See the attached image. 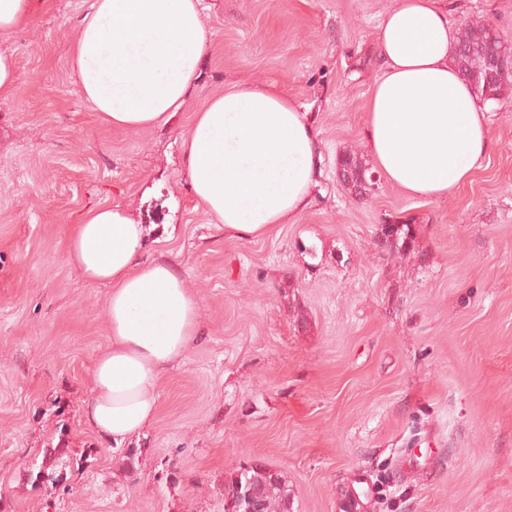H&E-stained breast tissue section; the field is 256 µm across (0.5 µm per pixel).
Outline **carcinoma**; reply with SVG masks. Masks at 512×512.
I'll list each match as a JSON object with an SVG mask.
<instances>
[{
    "label": "carcinoma",
    "mask_w": 512,
    "mask_h": 512,
    "mask_svg": "<svg viewBox=\"0 0 512 512\" xmlns=\"http://www.w3.org/2000/svg\"><path fill=\"white\" fill-rule=\"evenodd\" d=\"M512 47L504 44L496 32L482 22H466L457 39L455 61L462 76L476 79L474 92L483 100L497 99L512 91ZM339 177L347 190L363 195L366 184L372 182L373 173L366 168L355 151H349L338 162ZM414 244L409 224H383L376 245L382 250L399 254ZM258 490L259 512H291L288 485L282 475L272 481L268 469L260 464L244 467L231 482L227 497L232 512L238 508L247 492Z\"/></svg>",
    "instance_id": "cac0c4a2"
}]
</instances>
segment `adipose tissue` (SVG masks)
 I'll list each match as a JSON object with an SVG mask.
<instances>
[{
	"mask_svg": "<svg viewBox=\"0 0 512 512\" xmlns=\"http://www.w3.org/2000/svg\"><path fill=\"white\" fill-rule=\"evenodd\" d=\"M205 0H88L68 48L82 99L105 124L168 123L185 104L212 39ZM382 76L363 138L375 170L411 197L442 200L491 149L490 118L452 56L440 0H398L374 34ZM198 204L233 236L263 237L310 202L318 134L301 105L261 84L235 85L197 112L182 139ZM146 230L121 208L86 211L65 261L109 289L108 342L90 372L84 422L114 446L147 427L155 385L199 335V299L172 262H142Z\"/></svg>",
	"mask_w": 512,
	"mask_h": 512,
	"instance_id": "obj_1",
	"label": "adipose tissue"
}]
</instances>
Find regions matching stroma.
Here are the masks:
<instances>
[{"mask_svg":"<svg viewBox=\"0 0 512 512\" xmlns=\"http://www.w3.org/2000/svg\"><path fill=\"white\" fill-rule=\"evenodd\" d=\"M213 39L165 125H104L67 49L87 0H34L0 40L15 55L0 101V512H224L260 463L293 512H512V93L488 101L492 149L447 199L341 183L366 153L373 34L397 0H213ZM453 26L491 23L512 46V0H442ZM262 83L304 105L322 174L294 223L229 236L195 200L180 144L224 89ZM128 209L142 257L175 262L200 299V336L156 385L127 445L81 418L108 339V290L64 260L88 209ZM385 224L414 244L376 245ZM64 448L57 482L33 480ZM339 177L347 190L355 194V196H362L366 183L372 184L373 173L366 168L360 156L355 151L346 152L340 157L338 162ZM376 183L367 185L369 190L376 189ZM414 244L412 226L409 224H385L377 237L376 245L382 250L399 254Z\"/></svg>","mask_w":512,"mask_h":512,"instance_id":"1","label":"stroma"}]
</instances>
